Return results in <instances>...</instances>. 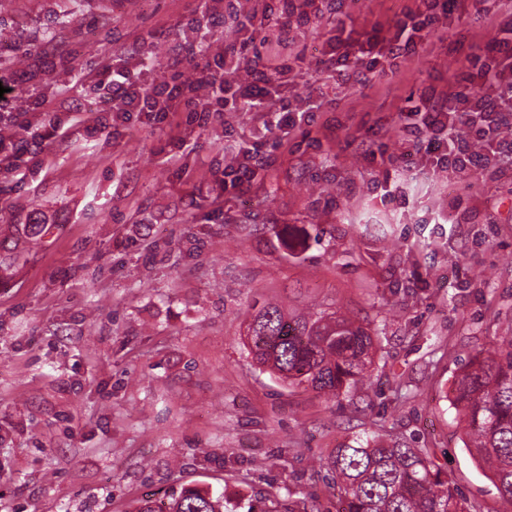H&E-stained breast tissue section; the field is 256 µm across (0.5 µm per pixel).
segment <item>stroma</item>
<instances>
[{
	"label": "stroma",
	"instance_id": "1",
	"mask_svg": "<svg viewBox=\"0 0 512 512\" xmlns=\"http://www.w3.org/2000/svg\"><path fill=\"white\" fill-rule=\"evenodd\" d=\"M412 0H359L344 18L365 37ZM194 0H7L13 43L66 42L73 58L26 79L31 59L0 54L19 75L15 105L69 128L40 165L0 175V512H129L204 486L237 512L320 502L334 512L325 465L335 448L398 437L434 454L478 512H504L494 477L465 448L451 403L469 356L512 329V178L477 182L452 224L447 174H400L382 197L361 143L400 147L409 97L446 90L464 60L438 38L399 78L365 84L317 69L332 26L306 41L303 73L281 97L312 93L317 124L337 136L295 154L273 149L247 112L173 132L113 120L105 91L80 77L104 56L135 52L157 76ZM100 120L89 131L86 124ZM248 141L275 151L249 192L225 189L224 159ZM326 309L369 323L380 350L340 398L288 385L253 360L250 314Z\"/></svg>",
	"mask_w": 512,
	"mask_h": 512
}]
</instances>
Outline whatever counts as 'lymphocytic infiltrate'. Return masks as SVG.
<instances>
[{
	"label": "lymphocytic infiltrate",
	"instance_id": "1",
	"mask_svg": "<svg viewBox=\"0 0 512 512\" xmlns=\"http://www.w3.org/2000/svg\"><path fill=\"white\" fill-rule=\"evenodd\" d=\"M340 8V0H206L202 16L209 27L240 22L241 40L211 55L196 39L181 38L152 88L109 57L84 80L91 89L111 91L112 111L125 116L144 112L159 124L212 125L223 123L228 112L254 113L266 130L275 131L277 146L293 153L300 148L298 132L313 119V100L298 94L289 101L277 99L271 88L300 77L302 41ZM471 12L491 22L494 38L481 52L466 54L447 91L421 94L404 112L399 152H388L382 142L365 149L366 155L381 159L385 175L378 186L387 197L400 196L401 186L391 173L408 156L416 157L422 170L453 176L464 191L473 181L501 178L503 160L512 158V0H415L395 18L375 24L366 39L347 35L340 27L326 40L320 71L361 84L376 72L399 73L429 36L447 41ZM187 68L195 71L194 80H184ZM242 68L249 73L248 81L230 83L227 73ZM67 135V127L54 115L27 137L0 132V172L11 173L20 162L35 160L46 146ZM272 163V155L259 147L242 148L225 162L224 174L241 191Z\"/></svg>",
	"mask_w": 512,
	"mask_h": 512
}]
</instances>
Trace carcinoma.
<instances>
[{
	"label": "carcinoma",
	"instance_id": "1",
	"mask_svg": "<svg viewBox=\"0 0 512 512\" xmlns=\"http://www.w3.org/2000/svg\"><path fill=\"white\" fill-rule=\"evenodd\" d=\"M253 359L291 386L337 397L374 363L369 327L335 313L285 315L268 305L247 324ZM452 405L467 424L466 448L487 465L512 507V336L479 352L453 383ZM338 489L337 512H476L452 473L407 442L369 438L337 448L327 463ZM135 512H231L224 497L182 487L167 509L144 500Z\"/></svg>",
	"mask_w": 512,
	"mask_h": 512
}]
</instances>
